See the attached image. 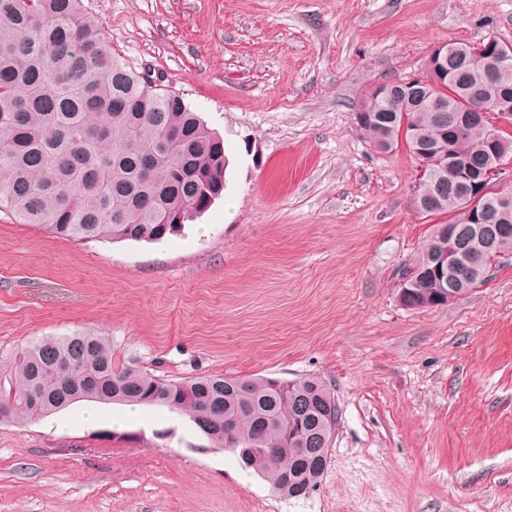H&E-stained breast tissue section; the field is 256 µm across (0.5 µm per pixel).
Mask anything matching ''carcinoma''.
<instances>
[{"label":"carcinoma","mask_w":512,"mask_h":512,"mask_svg":"<svg viewBox=\"0 0 512 512\" xmlns=\"http://www.w3.org/2000/svg\"><path fill=\"white\" fill-rule=\"evenodd\" d=\"M436 79L412 101L395 85L370 91L360 132L382 151L405 148L423 168L413 198L432 225L406 274L410 296L447 290L446 305L488 282L499 256L434 272L448 229H466L458 248L490 233L512 254V208L499 194L467 209L469 182L503 175L512 135L464 115L490 79L512 93V58L491 66L488 53L443 55ZM224 138L182 95L160 87L112 52L102 20L82 0H0V213L71 241L156 242L205 213L224 193ZM79 401L167 407L195 424L214 448L230 449L288 498L306 497L330 463L338 407L316 376L276 383L195 375L162 379L112 357L103 336L35 339L0 352V425L55 413Z\"/></svg>","instance_id":"cac0c4a2"}]
</instances>
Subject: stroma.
Here are the masks:
<instances>
[{
  "instance_id": "obj_1",
  "label": "stroma",
  "mask_w": 512,
  "mask_h": 512,
  "mask_svg": "<svg viewBox=\"0 0 512 512\" xmlns=\"http://www.w3.org/2000/svg\"><path fill=\"white\" fill-rule=\"evenodd\" d=\"M137 71L224 138V195L159 242L0 216V349L76 332L164 379L320 377L339 410L309 497L187 416L78 402L0 425V512H512V260L445 306L398 302L431 224L417 162L355 114L512 0H83Z\"/></svg>"
}]
</instances>
